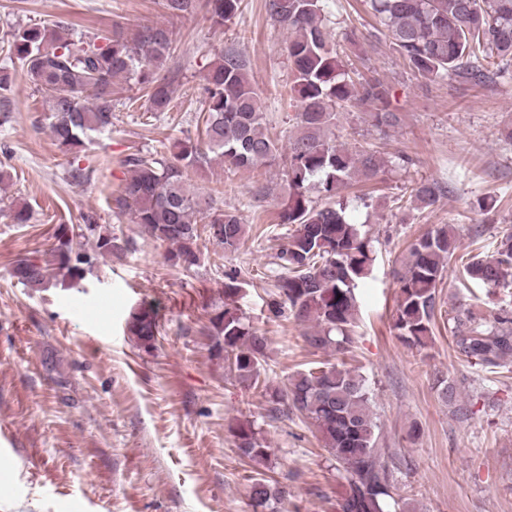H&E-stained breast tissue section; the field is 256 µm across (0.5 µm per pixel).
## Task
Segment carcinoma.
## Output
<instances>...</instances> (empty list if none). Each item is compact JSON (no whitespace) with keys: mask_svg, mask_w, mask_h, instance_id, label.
<instances>
[{"mask_svg":"<svg viewBox=\"0 0 512 512\" xmlns=\"http://www.w3.org/2000/svg\"><path fill=\"white\" fill-rule=\"evenodd\" d=\"M162 2L171 18L197 7V0ZM369 3L395 49L420 75L485 86L512 67V0ZM206 7L207 19L220 28L236 17L240 0H206ZM267 11L272 22L288 32V100L299 108L296 131L283 154L288 192L278 212V224L290 227L291 233L275 255L281 273L269 311L277 317L288 312L304 325L302 338L313 352L344 354L355 342V289L371 273L375 257L362 225L347 214L341 193L354 183L376 180L386 162L374 150L351 152L336 144L337 108L367 106L377 128L396 126L399 116L390 109L389 86L354 81L337 56L325 23L324 0H268ZM172 48V29L159 23L131 32L116 24L112 36L93 38L64 37L57 27L31 26L17 30L8 41V54L20 61L46 98L48 128L67 152L84 151L89 133L112 129L117 78L133 80L145 90L149 111H170L173 79L159 75V68ZM199 98L204 107L201 135L173 139L166 158L140 150L129 154L124 160L129 176L112 196L115 212L130 216L146 235L167 246V262L186 270L199 264L202 238L232 252L246 232L237 213L220 208L210 195L189 190L188 173L216 159L229 170H257L281 155L268 133L248 61L236 49L219 51ZM314 192L323 204L313 201ZM439 196L437 183L422 182L411 189L409 205L426 208ZM83 221L79 233L68 224L58 225L51 246L16 260L12 276L32 289L45 288L58 276L75 286L97 258L132 250V241L102 229L95 214H85ZM456 249L451 225L431 227L410 246L396 272L393 327L410 347L425 348L432 341L437 288ZM460 278L492 294L512 290V234L497 242L491 254L472 256L462 265ZM242 291L237 276L224 274L222 297L210 304L206 321L196 329L184 328L183 335L204 337L211 359L239 382L262 389L271 413L296 414L315 429L341 479L336 512H405L395 497L385 450L377 447L364 377L343 363L319 360L296 373L286 388L270 389L260 380L267 337L238 306ZM160 328L157 306L144 302L130 316L126 333L150 352L158 346ZM448 328L456 352L482 370L495 373L512 362L511 311L501 308L485 317L462 306L448 317ZM439 397L458 405L461 414L468 412L455 384L440 381ZM233 435L241 457L266 462L269 448L253 422L237 424ZM250 481L252 512H281L287 490L258 468Z\"/></svg>","mask_w":512,"mask_h":512,"instance_id":"obj_1","label":"carcinoma"}]
</instances>
